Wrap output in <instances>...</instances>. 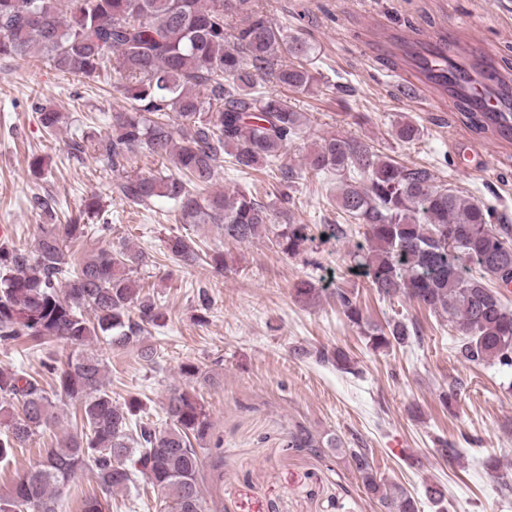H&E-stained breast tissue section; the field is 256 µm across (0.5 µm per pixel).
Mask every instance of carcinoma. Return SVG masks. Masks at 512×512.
Here are the masks:
<instances>
[{
    "label": "carcinoma",
    "instance_id": "obj_1",
    "mask_svg": "<svg viewBox=\"0 0 512 512\" xmlns=\"http://www.w3.org/2000/svg\"><path fill=\"white\" fill-rule=\"evenodd\" d=\"M310 52L306 41L273 24L253 0H0L1 57L39 58L80 79L118 74L113 88L127 106L112 113L110 133L72 141L70 154L106 165L115 176L110 192L126 203L150 209L166 200L180 223L213 224L226 244L264 236L270 209L249 191L206 188L224 156L240 172L270 166L302 136L307 118L285 99L259 91L258 79L269 73L283 87L311 90L309 70L280 63L285 54ZM36 110L46 131L59 128L62 113L43 105ZM137 151L172 161L175 172L128 173ZM304 165L340 177L338 208L364 225L367 242L350 258L379 298H402L448 318L461 332V360L512 369V310L502 292L512 284L511 224L495 223L491 210L435 184L428 168L383 159L355 140L323 138ZM89 230L88 224H47L30 253L0 247V342L70 347L66 359L49 356L42 367L53 394L76 406L73 432L45 449L39 464L0 495V512H57L62 490L84 466L107 497L141 477L161 493L162 512H209L199 483L211 429L206 405L190 390L175 389L166 404L167 426L158 428L144 420L139 399L112 400L105 362L88 351L103 339L113 348L136 346L151 361L154 348L142 345L143 334L164 319L132 279L143 253L123 244L72 261L67 241ZM274 237L288 257L313 242L307 224H283ZM166 249L185 266L199 260V249L183 237L169 239ZM294 295L311 302L320 289L301 280ZM331 298L374 351L421 340L413 319L370 323L352 289L337 288ZM303 354L361 374L339 347ZM55 408L37 378L0 370V462L55 426ZM349 457L383 512H419L411 493L378 477L366 449L351 448Z\"/></svg>",
    "mask_w": 512,
    "mask_h": 512
}]
</instances>
